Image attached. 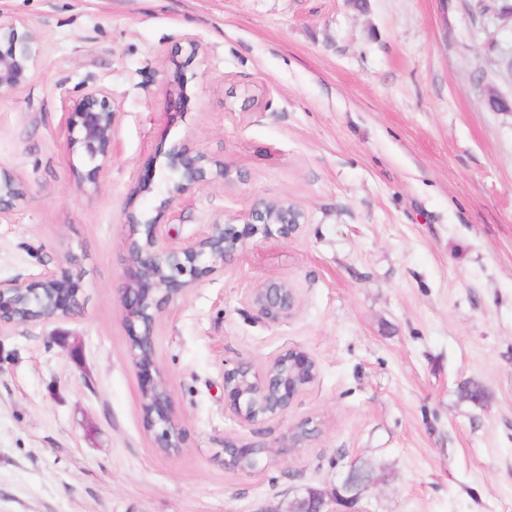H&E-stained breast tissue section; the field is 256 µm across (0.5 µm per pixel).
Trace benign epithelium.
I'll use <instances>...</instances> for the list:
<instances>
[{
  "mask_svg": "<svg viewBox=\"0 0 512 512\" xmlns=\"http://www.w3.org/2000/svg\"><path fill=\"white\" fill-rule=\"evenodd\" d=\"M41 54L38 37L23 22L0 17V97L25 84L34 72ZM168 105L180 108L187 100L184 85L166 79ZM117 107L103 87H84L71 99L65 112V126L71 153L87 164L83 180L97 181L112 159L113 123ZM167 173L159 188L166 195L164 204L176 203L188 191L209 185L229 173L204 152L186 143L176 144L165 154ZM22 191L10 175L0 176V222L10 219ZM304 215L293 206L268 203L252 206L244 222L217 221L200 238L179 245L169 242L165 225L141 222L132 211L126 212L128 286L121 305L123 319L131 329L130 359L140 384L141 401L152 399L143 413L145 427L154 433L157 447L177 452L183 447L185 430L176 417L157 360L155 325L158 316L176 303L200 280L224 272V265L254 236L277 235L288 238L296 233ZM47 285L59 292L46 302H37L38 315L29 323L66 318L80 309L81 276L69 267L48 270L26 285L0 280V330L15 327L16 297L34 300ZM256 316L271 323L292 317L298 305L296 289L288 283L270 280L247 294ZM317 376L315 359L305 350L289 348L261 366L239 361L224 367V407L240 423L283 416ZM318 424L306 417L288 428L289 448H304L318 434ZM266 447L254 443H224V466L242 470L250 460L251 470L260 468ZM385 481L374 475L363 481L349 466L331 488H304L294 492L285 508L269 512H366L362 502Z\"/></svg>",
  "mask_w": 512,
  "mask_h": 512,
  "instance_id": "7a95c632",
  "label": "benign epithelium"
}]
</instances>
